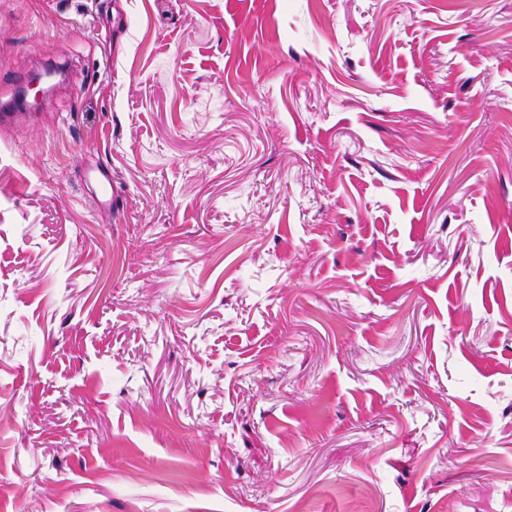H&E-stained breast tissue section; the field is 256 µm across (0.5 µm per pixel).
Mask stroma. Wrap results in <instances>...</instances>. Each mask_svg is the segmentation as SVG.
<instances>
[{
  "instance_id": "stroma-1",
  "label": "stroma",
  "mask_w": 512,
  "mask_h": 512,
  "mask_svg": "<svg viewBox=\"0 0 512 512\" xmlns=\"http://www.w3.org/2000/svg\"><path fill=\"white\" fill-rule=\"evenodd\" d=\"M47 63L0 512H512V0H0Z\"/></svg>"
}]
</instances>
